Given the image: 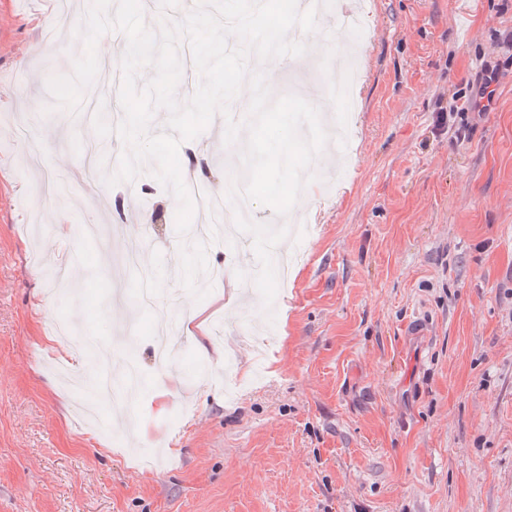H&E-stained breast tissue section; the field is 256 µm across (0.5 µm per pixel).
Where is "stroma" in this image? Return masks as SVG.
I'll return each mask as SVG.
<instances>
[{
    "label": "stroma",
    "mask_w": 512,
    "mask_h": 512,
    "mask_svg": "<svg viewBox=\"0 0 512 512\" xmlns=\"http://www.w3.org/2000/svg\"><path fill=\"white\" fill-rule=\"evenodd\" d=\"M49 25L62 37L48 56ZM324 29L321 57L358 58L352 101L314 81L312 58L270 85L325 100L344 131L302 206L301 256L269 312L242 303L258 270L246 235L214 244L207 264L229 280L195 307L224 333L205 351L181 330L158 379L153 314L113 304L114 261L148 229L147 266L160 290L178 287L177 208L151 176L106 194L80 183L69 242L55 244L10 129L43 113L33 137L47 172L79 164L92 123L57 108L47 82L72 74L84 44L55 0H0V512H512V0H367L361 28ZM487 64L499 82L482 112ZM219 154L239 161L217 139L179 149L215 193ZM109 218L119 233L81 236ZM36 294L49 324L34 319ZM63 320L118 351V323H136L130 356L146 385L133 424L160 456H142L97 393L84 398L100 427L76 413L45 342Z\"/></svg>",
    "instance_id": "obj_1"
}]
</instances>
